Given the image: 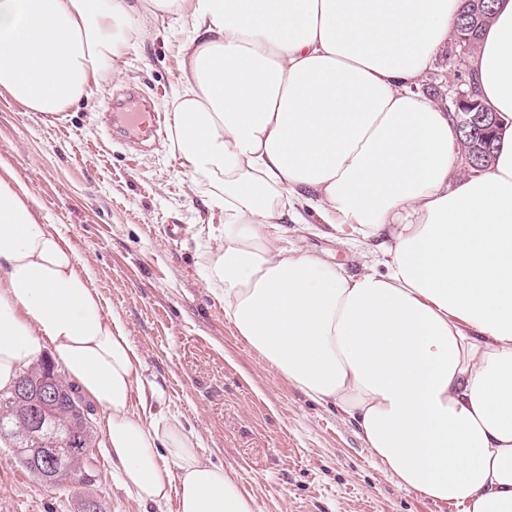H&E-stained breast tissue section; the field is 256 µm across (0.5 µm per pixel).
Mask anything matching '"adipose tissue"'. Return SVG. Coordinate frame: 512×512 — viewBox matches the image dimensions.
Masks as SVG:
<instances>
[{"label": "adipose tissue", "instance_id": "adipose-tissue-1", "mask_svg": "<svg viewBox=\"0 0 512 512\" xmlns=\"http://www.w3.org/2000/svg\"><path fill=\"white\" fill-rule=\"evenodd\" d=\"M460 0H0V91L61 113L123 72L159 17L189 20L169 147L221 233L205 269L264 362L335 408L398 485L463 512H512V0L474 61L504 121L461 172L454 113L416 86ZM367 249L349 272L284 246L307 214ZM101 410L142 504L255 512L200 452L70 241L0 165V389L42 344Z\"/></svg>", "mask_w": 512, "mask_h": 512}]
</instances>
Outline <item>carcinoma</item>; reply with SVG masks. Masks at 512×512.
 Instances as JSON below:
<instances>
[{"instance_id":"obj_1","label":"carcinoma","mask_w":512,"mask_h":512,"mask_svg":"<svg viewBox=\"0 0 512 512\" xmlns=\"http://www.w3.org/2000/svg\"><path fill=\"white\" fill-rule=\"evenodd\" d=\"M495 0H464L457 37L475 52L480 34L491 20ZM52 362L43 359L22 370L18 381L36 386L48 378ZM58 396L45 411L40 430L28 431L25 414L29 404L17 399L14 389L0 390V444L12 449L16 461L34 478L50 487H84L78 478L83 449L96 441L85 425L82 397L64 378L58 381Z\"/></svg>"}]
</instances>
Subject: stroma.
Returning a JSON list of instances; mask_svg holds the SVG:
<instances>
[{
  "instance_id": "1",
  "label": "stroma",
  "mask_w": 512,
  "mask_h": 512,
  "mask_svg": "<svg viewBox=\"0 0 512 512\" xmlns=\"http://www.w3.org/2000/svg\"><path fill=\"white\" fill-rule=\"evenodd\" d=\"M191 34L186 22L159 19L128 48L123 76L56 121L1 93L0 162L29 184L91 267L149 374L166 385L168 414L200 430L205 455L245 476L257 512H461L400 489L335 410L307 398L238 336L203 280L211 239L200 224L202 197L188 191L166 139L138 150L114 132L118 103L127 112L148 105L166 123ZM456 51L448 42L420 83L442 105L469 87V70L452 64ZM168 224L183 225L185 236L166 238ZM288 235L349 271L362 268L360 251L339 250L318 220L289 225ZM89 453L91 486L52 489L0 445V512H78L86 493L103 512H141L112 471L105 434Z\"/></svg>"
}]
</instances>
